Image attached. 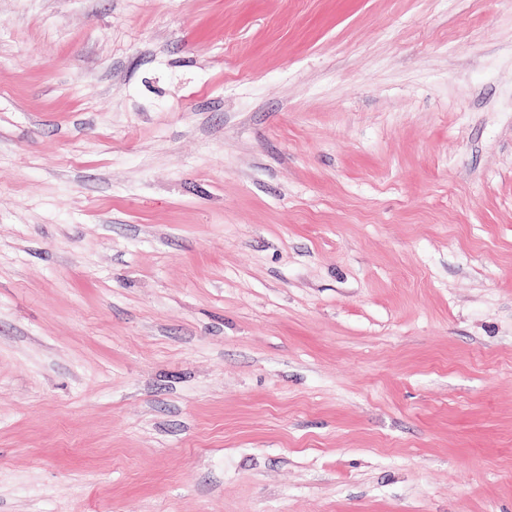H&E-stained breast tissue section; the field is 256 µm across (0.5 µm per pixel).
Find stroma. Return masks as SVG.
I'll return each mask as SVG.
<instances>
[{
  "label": "stroma",
  "instance_id": "35a3bbf8",
  "mask_svg": "<svg viewBox=\"0 0 512 512\" xmlns=\"http://www.w3.org/2000/svg\"><path fill=\"white\" fill-rule=\"evenodd\" d=\"M0 512H512V0H0Z\"/></svg>",
  "mask_w": 512,
  "mask_h": 512
}]
</instances>
